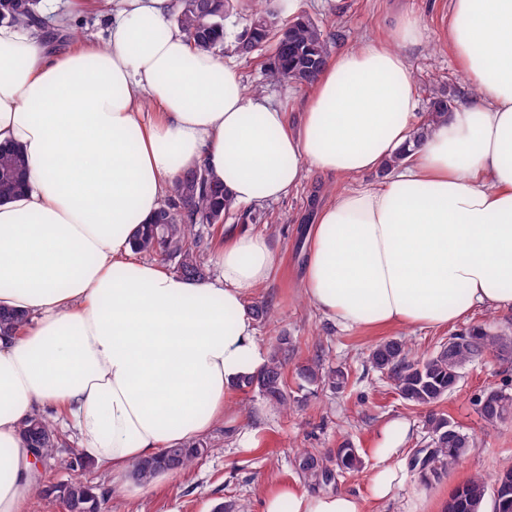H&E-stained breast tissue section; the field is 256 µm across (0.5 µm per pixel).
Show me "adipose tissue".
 Returning a JSON list of instances; mask_svg holds the SVG:
<instances>
[{
  "instance_id": "obj_1",
  "label": "adipose tissue",
  "mask_w": 512,
  "mask_h": 512,
  "mask_svg": "<svg viewBox=\"0 0 512 512\" xmlns=\"http://www.w3.org/2000/svg\"><path fill=\"white\" fill-rule=\"evenodd\" d=\"M106 43L52 49L0 25V144L28 156L0 203V512H27L39 472L20 435L44 407L101 468L122 477L164 448L238 418L234 393L266 362L247 303L276 269L266 236L224 239L216 277L143 259L134 234L183 169L199 164L239 204L296 189L305 166L353 178L317 210L304 295L348 329L444 327L512 310V0H449L448 47L473 89L422 142L405 16L387 37L329 56L298 128L247 91L233 63L192 49L175 0H107ZM381 184L362 175L393 156ZM405 421L384 429L368 495L405 478ZM261 512H362L347 492L282 486Z\"/></svg>"
}]
</instances>
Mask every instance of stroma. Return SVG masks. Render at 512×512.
Listing matches in <instances>:
<instances>
[{"mask_svg": "<svg viewBox=\"0 0 512 512\" xmlns=\"http://www.w3.org/2000/svg\"><path fill=\"white\" fill-rule=\"evenodd\" d=\"M282 18L303 13L331 34V50L357 46L360 41L392 30L402 13L417 17L422 38L410 49L419 114H426L435 93L454 94L457 103L469 102L472 91L458 72L448 50V0H275ZM245 26L244 15L226 22L224 60L237 65L247 88H259L270 100L297 120L308 93L307 87L268 80L259 58H244L234 51L235 36ZM348 179L319 169L307 168L301 183L287 197L254 205L258 222L242 219L243 207L225 217L230 230L248 229L265 234L279 267L271 281L254 290L250 301H267L275 321L258 322L257 337L270 347L276 337L292 339L296 350L288 363L287 381L300 402L288 413L267 406L257 393L237 391L235 399L241 419L217 425L205 436L213 449L191 468L165 474L152 484L140 485L131 478H115L97 465L73 471L48 459L40 466V478L28 500V512H64L53 488L81 480L112 494V512H213L220 503L247 504L249 512H260L263 497L282 485L311 491L310 481L296 468V454L306 449L326 453L350 442L357 448L361 467L339 476L335 490L346 491L362 503V512H422L426 502L450 496L454 489L475 474L494 481L498 472L512 467V421L488 428L478 414L474 398L486 388L512 384V358L488 356L467 366L457 389L437 407L460 425L473 444L460 466L440 477L422 480L417 469L407 467L403 486L393 500L376 506L368 498L367 477L378 466L375 454L386 424L405 421L410 432L404 444L406 460L426 446L424 426L427 412L402 400L389 381L368 362L372 348L390 338H404L421 356L439 350L449 336L482 326L512 329V312L475 310L469 317L444 329L347 330L327 319L303 295L302 273L308 241L303 219L312 201L342 190ZM321 360L324 367H339L348 374V384L337 392L329 387L299 389V366Z\"/></svg>", "mask_w": 512, "mask_h": 512, "instance_id": "35a3bbf8", "label": "stroma"}]
</instances>
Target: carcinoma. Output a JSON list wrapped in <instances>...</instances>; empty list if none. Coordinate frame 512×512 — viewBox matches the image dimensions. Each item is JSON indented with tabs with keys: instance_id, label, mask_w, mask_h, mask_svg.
<instances>
[{
	"instance_id": "carcinoma-1",
	"label": "carcinoma",
	"mask_w": 512,
	"mask_h": 512,
	"mask_svg": "<svg viewBox=\"0 0 512 512\" xmlns=\"http://www.w3.org/2000/svg\"><path fill=\"white\" fill-rule=\"evenodd\" d=\"M40 0H0V22L29 26L43 25ZM234 0H178L175 23L188 44L197 50L219 53L227 36L225 21L238 13ZM248 22L235 36L236 50L249 57L273 44L266 75L284 82L311 85L325 63L329 37L322 25L304 14L287 23L279 20L276 9L266 5L247 14ZM455 108V100L442 92L430 100L425 121L416 130L423 138L431 124ZM28 161L23 148L0 146V203L13 199L24 187ZM234 206L224 183L211 178L200 165L182 171L174 180L167 200L150 222L136 235L137 250L163 261L173 262V270L190 280L208 277L207 242L203 229L224 220ZM24 322V315L0 310V335L10 336ZM295 346L290 338L278 339L262 369L246 376L239 389L257 393L270 407L288 411L295 396L288 390L286 368ZM487 354L512 356V332L476 327L467 333L448 337L435 354L414 359L404 340L391 338L380 342L370 354L372 367L387 375L399 396L408 403L431 409L426 419L430 434L427 448L417 451L413 467L423 476L456 465L471 447V438L443 413L432 411L457 387L462 370ZM483 420L497 426L512 418V395L507 388L490 389L475 399ZM21 435L34 453L51 456L63 447L64 440L53 424L40 415L25 421ZM209 452L203 439L166 448L159 455L143 459L131 470L132 479L142 485L166 473L188 469ZM357 449L345 442L326 455L304 451L298 456V470L318 485L328 486L337 473L357 469ZM487 486L480 475L455 488L448 500L447 512H482ZM67 512H100L106 492L82 481L58 489ZM495 512H512V468L499 472L494 488Z\"/></svg>"
}]
</instances>
